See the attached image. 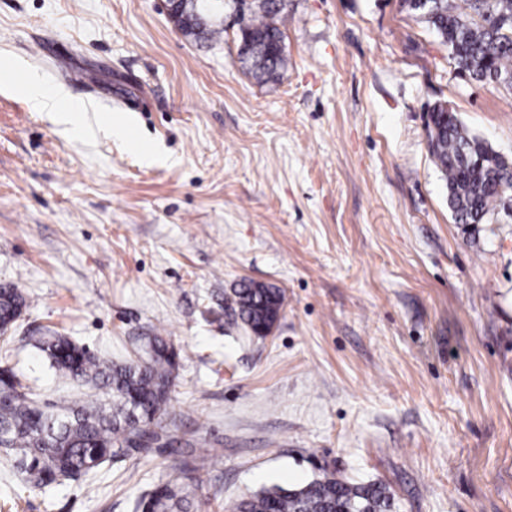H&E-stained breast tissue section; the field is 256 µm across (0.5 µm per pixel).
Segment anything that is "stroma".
Returning a JSON list of instances; mask_svg holds the SVG:
<instances>
[{"mask_svg":"<svg viewBox=\"0 0 512 512\" xmlns=\"http://www.w3.org/2000/svg\"><path fill=\"white\" fill-rule=\"evenodd\" d=\"M287 64L257 81L160 0H0V71L37 73L71 123L0 78V284L27 306L0 366L42 400L38 337L115 361L138 336L183 357L171 433L212 446L109 461L26 489L0 452V512H135L177 473L194 512L329 473L392 512H512V215L458 224L431 106L512 159V91L460 75L401 0H288ZM244 281L279 288L271 332ZM234 294L241 319L253 331L259 328L269 330L277 320L283 304V295L278 288L242 283ZM263 330L256 334H267V331Z\"/></svg>","mask_w":512,"mask_h":512,"instance_id":"stroma-1","label":"stroma"}]
</instances>
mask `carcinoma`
Returning a JSON list of instances; mask_svg holds the SVG:
<instances>
[{"label": "carcinoma", "mask_w": 512, "mask_h": 512, "mask_svg": "<svg viewBox=\"0 0 512 512\" xmlns=\"http://www.w3.org/2000/svg\"><path fill=\"white\" fill-rule=\"evenodd\" d=\"M448 46L459 72L512 91V0H402ZM281 0H240L236 26L239 59L258 79L286 64L279 27ZM429 150L448 178V206L457 224H490L512 202V161H504L471 133L450 109L433 105ZM241 319L268 330L283 295L277 288L243 283L235 291ZM26 308L14 286H0V331L7 332ZM35 346L65 381L97 389L107 402L63 399L42 405L7 366L0 368V446L14 459L33 490L78 481L109 460L150 452L144 440L172 444L168 404L178 354L159 336L136 339L137 358L114 362L63 336H42ZM391 497L377 484L316 478L305 485L265 487L234 506L235 512H389ZM191 501L178 484L159 482L138 499L136 512H189Z\"/></svg>", "instance_id": "carcinoma-1"}]
</instances>
